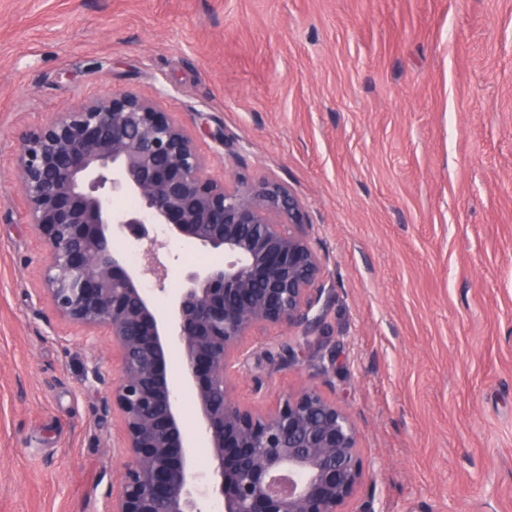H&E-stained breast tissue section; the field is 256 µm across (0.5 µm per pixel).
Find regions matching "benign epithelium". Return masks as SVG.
<instances>
[{
	"mask_svg": "<svg viewBox=\"0 0 512 512\" xmlns=\"http://www.w3.org/2000/svg\"><path fill=\"white\" fill-rule=\"evenodd\" d=\"M17 176L28 220L49 250L45 291L57 315L105 328L120 361L112 404L124 421L127 463L112 512H200L198 487L224 512H345L361 477L348 415L304 387L261 414L235 398L231 372L256 330H320L330 298L299 199L275 179L229 188L184 125L130 90L84 100L20 135ZM120 197L132 208L112 206ZM163 224L194 245L224 250V265L191 270L169 308ZM146 244L132 266L112 241ZM184 356L182 385L209 449L202 475L168 371Z\"/></svg>",
	"mask_w": 512,
	"mask_h": 512,
	"instance_id": "1",
	"label": "benign epithelium"
}]
</instances>
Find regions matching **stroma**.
Listing matches in <instances>:
<instances>
[{"label":"stroma","instance_id":"1","mask_svg":"<svg viewBox=\"0 0 512 512\" xmlns=\"http://www.w3.org/2000/svg\"><path fill=\"white\" fill-rule=\"evenodd\" d=\"M115 89L307 212L323 334L254 336L237 399L311 387L348 413L347 512H512V0H0V512L120 492L119 359L56 316L16 173L21 131ZM150 230L168 291L224 261Z\"/></svg>","mask_w":512,"mask_h":512}]
</instances>
